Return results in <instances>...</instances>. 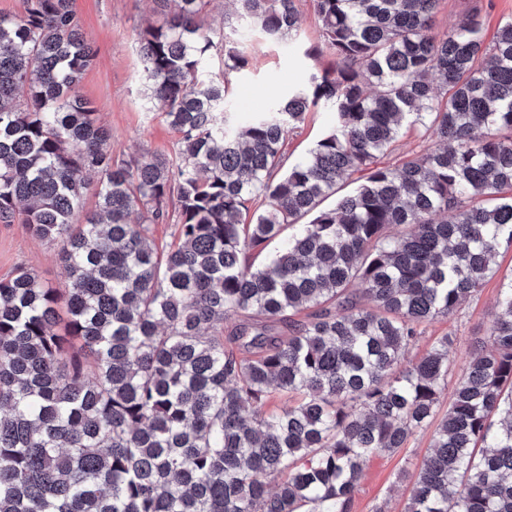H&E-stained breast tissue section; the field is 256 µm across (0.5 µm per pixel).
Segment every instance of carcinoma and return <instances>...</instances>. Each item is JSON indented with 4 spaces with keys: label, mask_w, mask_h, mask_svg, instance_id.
Segmentation results:
<instances>
[{
    "label": "carcinoma",
    "mask_w": 512,
    "mask_h": 512,
    "mask_svg": "<svg viewBox=\"0 0 512 512\" xmlns=\"http://www.w3.org/2000/svg\"><path fill=\"white\" fill-rule=\"evenodd\" d=\"M156 2L142 80L171 160L112 156L77 92L95 51L73 0L0 15V220L60 246L67 281H0V512H351L370 459L448 389L450 337L406 359L419 327L512 247V18L489 37L478 10L437 29L439 0H311L329 67L242 121L201 64L248 58L215 42L205 0ZM232 5L275 40L297 31L295 0ZM316 108L336 126L286 165ZM404 121L434 146L393 166ZM497 309L406 512H512V280Z\"/></svg>",
    "instance_id": "1"
}]
</instances>
